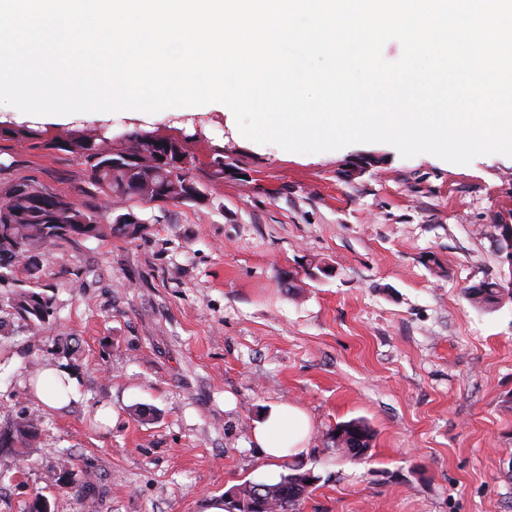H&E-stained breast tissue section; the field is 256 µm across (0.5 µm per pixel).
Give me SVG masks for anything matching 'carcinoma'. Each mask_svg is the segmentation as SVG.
Masks as SVG:
<instances>
[{"mask_svg":"<svg viewBox=\"0 0 512 512\" xmlns=\"http://www.w3.org/2000/svg\"><path fill=\"white\" fill-rule=\"evenodd\" d=\"M128 138L130 146L120 152L103 151L91 137L74 138L57 145V149L83 160L90 184L104 196L115 194L142 200L152 197L154 186L164 183L169 188V199L185 200L184 182L192 180L190 171L194 163L170 173L171 179L166 181L155 161L157 155L169 147L170 141L142 133L130 134ZM5 197L6 202L0 205V284L12 279L14 267L36 268L42 252L58 242L96 235L101 217L98 210L82 209L66 196L39 187L31 180L12 184ZM466 295L473 304L485 308L498 306L502 299L496 281L473 285L466 289ZM9 306L18 314L41 323L53 314L49 301L25 290L10 298ZM35 425L34 417H22L5 444L12 446L25 439ZM349 435L355 437L360 447L370 448L373 433L364 421L342 422L330 434L336 447L352 455L354 445L347 439ZM315 480L311 471L297 465L273 483H257L263 512H295L297 503Z\"/></svg>","mask_w":512,"mask_h":512,"instance_id":"1","label":"carcinoma"}]
</instances>
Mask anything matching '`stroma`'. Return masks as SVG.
<instances>
[{
  "instance_id": "obj_1",
  "label": "stroma",
  "mask_w": 512,
  "mask_h": 512,
  "mask_svg": "<svg viewBox=\"0 0 512 512\" xmlns=\"http://www.w3.org/2000/svg\"><path fill=\"white\" fill-rule=\"evenodd\" d=\"M181 123L142 126L194 157L202 204L89 194L82 160L55 145L97 136L95 115L0 134V200L30 179L102 214L97 236L59 242L0 287V435L42 415L28 447L0 450V512L38 494L51 512H207L284 473L252 436L283 402L311 423L293 461L316 481L296 512H512V300L484 310L465 295L512 275L499 249L512 157L296 153L208 114ZM127 211L137 236L112 228ZM17 288L50 301L48 322L14 314ZM39 362L74 376L76 395L47 405L31 386ZM351 419L374 432L359 459L329 439Z\"/></svg>"
}]
</instances>
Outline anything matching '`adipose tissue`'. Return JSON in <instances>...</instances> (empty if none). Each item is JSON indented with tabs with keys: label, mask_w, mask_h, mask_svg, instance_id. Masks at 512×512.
Segmentation results:
<instances>
[{
	"label": "adipose tissue",
	"mask_w": 512,
	"mask_h": 512,
	"mask_svg": "<svg viewBox=\"0 0 512 512\" xmlns=\"http://www.w3.org/2000/svg\"><path fill=\"white\" fill-rule=\"evenodd\" d=\"M310 435V423L297 407L283 403L256 421L253 438L271 460L304 450Z\"/></svg>",
	"instance_id": "1"
}]
</instances>
